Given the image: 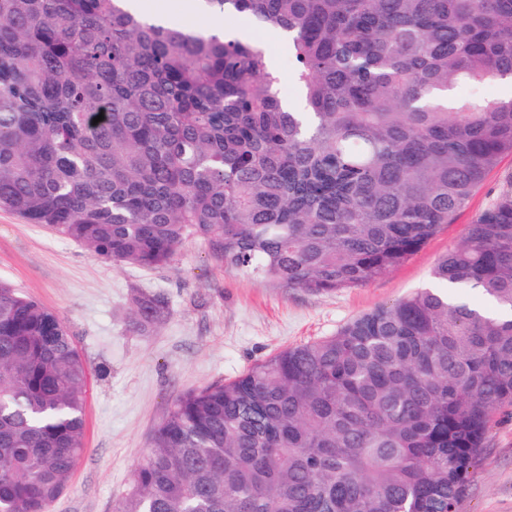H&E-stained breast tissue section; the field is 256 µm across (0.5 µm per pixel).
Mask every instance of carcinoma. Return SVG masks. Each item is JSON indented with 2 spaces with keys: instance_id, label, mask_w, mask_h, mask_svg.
<instances>
[{
  "instance_id": "cac0c4a2",
  "label": "carcinoma",
  "mask_w": 512,
  "mask_h": 512,
  "mask_svg": "<svg viewBox=\"0 0 512 512\" xmlns=\"http://www.w3.org/2000/svg\"><path fill=\"white\" fill-rule=\"evenodd\" d=\"M267 52L133 0H0V210L118 265L189 242L311 294L365 285L512 154V0H197ZM104 119L93 123L99 114ZM420 288L178 397L113 512H458L512 407V182ZM166 301L143 297L135 326ZM90 367L0 282V512H49L85 451ZM232 28H245L247 37L252 39L258 44L262 45L267 53L272 57L277 67L284 73L281 79L279 88L280 95L285 98H293L296 95L295 89L291 82L288 80V65H286L287 53L283 43L271 34H266L258 28H253L251 25L244 21L233 19L225 23ZM281 89V90H280Z\"/></svg>"
}]
</instances>
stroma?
<instances>
[{
    "label": "stroma",
    "mask_w": 512,
    "mask_h": 512,
    "mask_svg": "<svg viewBox=\"0 0 512 512\" xmlns=\"http://www.w3.org/2000/svg\"><path fill=\"white\" fill-rule=\"evenodd\" d=\"M511 180L506 155L452 224L402 266L326 295L227 270L197 242L160 268L112 264L0 210V281L58 313L92 367L86 451L50 512H112L178 396L234 379L283 348L333 335L358 315L430 286L437 259ZM146 293L161 294L167 309L158 322L131 331ZM459 512H512V412L497 416Z\"/></svg>",
    "instance_id": "1"
}]
</instances>
